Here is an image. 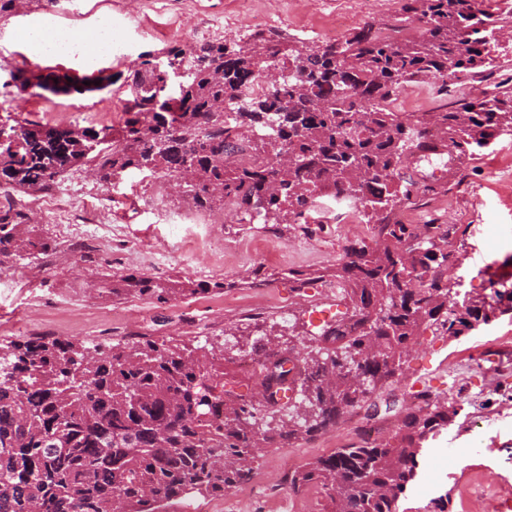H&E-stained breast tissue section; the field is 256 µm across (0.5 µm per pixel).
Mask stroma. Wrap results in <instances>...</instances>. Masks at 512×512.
I'll use <instances>...</instances> for the list:
<instances>
[{"instance_id": "stroma-1", "label": "stroma", "mask_w": 512, "mask_h": 512, "mask_svg": "<svg viewBox=\"0 0 512 512\" xmlns=\"http://www.w3.org/2000/svg\"><path fill=\"white\" fill-rule=\"evenodd\" d=\"M401 6V0H380L375 7L366 0H59L51 7L24 0L17 14L0 21V123L50 121L15 88L11 73L19 68L56 67L76 76L125 73L147 49L249 35L251 15L267 18L266 32L306 47L325 42V25L336 16L349 17L356 28L368 21L391 24ZM483 8L499 19L487 31V76L453 79L445 87L433 81L425 95L410 82L399 111L443 112L457 97L490 93L495 84L512 80V20L500 19L499 0H485ZM104 18L111 19L112 43L124 47V57L105 55L90 64L77 52L34 53L23 38L27 29L41 25L90 34ZM127 95L119 81L101 92L58 96L57 102L70 110L65 125L87 127L96 125L92 112L102 102ZM100 185L91 172L77 169L52 190L71 217L105 215L83 249L65 240L55 216L31 212L32 224L51 248L0 271V342L62 336L90 347L135 336H173L222 354L237 394L249 398L258 386L255 377L241 373L239 362L252 357L253 346L267 356L304 352L311 334L349 316L336 289L315 281L298 290L288 273L336 264L347 246L367 236L366 228L241 224L234 213L218 208L197 212L193 224H167L159 210L179 213L190 207L173 178L163 177L157 188L131 172L106 199ZM433 186L415 201L421 220L456 226L450 240L460 262L453 277L466 281L471 295L491 296L494 284L512 280V137L479 149L474 159H462ZM187 236L195 243L188 251L182 248ZM128 272L158 282L220 281L224 287L163 302L98 296L95 285L102 275ZM417 385L456 402L460 414L448 432L426 445L417 476L401 499L403 512H434L443 495L448 512H512V315L457 338L423 331L401 372L369 405L345 412L314 439L296 441L292 452L305 463L356 440L364 424L392 431L411 408ZM281 457V449H266L245 487L196 498L187 508L173 502L166 512H320L323 501L316 490L289 492Z\"/></svg>"}]
</instances>
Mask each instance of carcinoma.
<instances>
[{"mask_svg": "<svg viewBox=\"0 0 512 512\" xmlns=\"http://www.w3.org/2000/svg\"><path fill=\"white\" fill-rule=\"evenodd\" d=\"M480 5L404 0L401 21L417 20L423 31L400 40L381 36L372 21L342 41L304 49L277 33L232 46L173 44L142 53L125 78L17 71L22 92L84 95L122 78L130 98L117 126L9 127L13 136L0 140L1 187L47 193L82 166L112 184L130 172L162 174L183 183L199 208L231 198L266 224H303L319 196L342 197L358 202L371 235L332 269L289 272L301 286L336 278L354 330L338 322L305 355L265 365L259 385L263 407L281 414L275 425H259L261 409L224 392L223 358L174 337L93 347L45 336L0 343V512H159L197 494L222 495L249 481L261 449L312 437L383 388L423 328L466 336L512 314V284L488 299L450 288L459 256L437 239L451 230L398 218L401 205L433 190L403 176L405 167L471 159L512 136V88L420 116L381 105L415 77L445 86L486 72ZM272 67L284 76L255 92ZM226 106L237 125H224ZM429 128L438 136L427 137ZM49 247L23 205L0 207V268ZM213 287L224 284L126 273L108 292L166 300ZM295 384L298 402H282ZM415 399L387 437L307 462L288 474V489L319 490L325 512H400L423 445L459 415L428 389Z\"/></svg>", "mask_w": 512, "mask_h": 512, "instance_id": "1", "label": "carcinoma"}]
</instances>
